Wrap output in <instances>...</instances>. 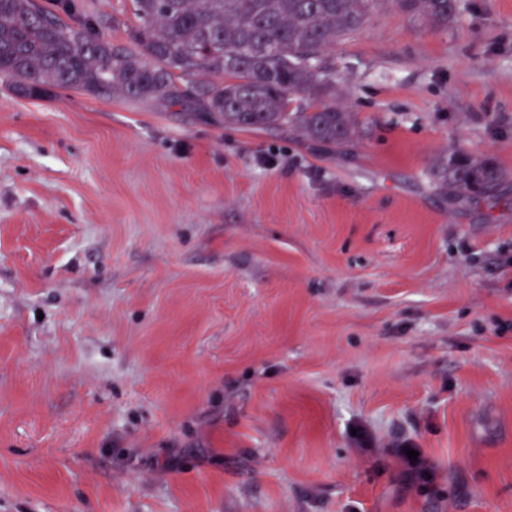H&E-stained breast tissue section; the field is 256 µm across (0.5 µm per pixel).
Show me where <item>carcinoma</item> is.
I'll list each match as a JSON object with an SVG mask.
<instances>
[{
  "mask_svg": "<svg viewBox=\"0 0 512 512\" xmlns=\"http://www.w3.org/2000/svg\"><path fill=\"white\" fill-rule=\"evenodd\" d=\"M139 25L117 46L37 0H0V75L15 90H77L103 99L191 104L243 130L291 127L313 142L349 143L350 113L325 101V49L357 32L369 0H131ZM442 26L458 0H397ZM275 54L269 56L265 47ZM432 178L459 194H488L512 174L488 157L450 153Z\"/></svg>",
  "mask_w": 512,
  "mask_h": 512,
  "instance_id": "1",
  "label": "carcinoma"
}]
</instances>
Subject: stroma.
<instances>
[{
  "instance_id": "35a3bbf8",
  "label": "stroma",
  "mask_w": 512,
  "mask_h": 512,
  "mask_svg": "<svg viewBox=\"0 0 512 512\" xmlns=\"http://www.w3.org/2000/svg\"><path fill=\"white\" fill-rule=\"evenodd\" d=\"M323 64L342 147L0 77V512H512V183L430 177L512 172V0ZM432 178L459 194H488L510 179L512 174L491 158L450 153L438 163Z\"/></svg>"
}]
</instances>
